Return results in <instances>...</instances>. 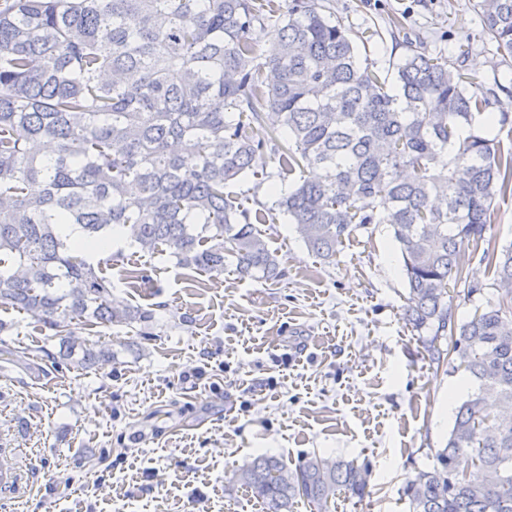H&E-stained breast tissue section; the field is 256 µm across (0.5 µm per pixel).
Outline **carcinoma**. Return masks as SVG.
Returning a JSON list of instances; mask_svg holds the SVG:
<instances>
[{
	"label": "carcinoma",
	"mask_w": 512,
	"mask_h": 512,
	"mask_svg": "<svg viewBox=\"0 0 512 512\" xmlns=\"http://www.w3.org/2000/svg\"><path fill=\"white\" fill-rule=\"evenodd\" d=\"M485 33L512 57V0H481ZM275 21L265 57L257 32ZM397 93L361 65L350 30L318 0H0V306L56 336L74 367L112 352L73 338L68 323L130 325L150 315L112 303L89 250L119 227L144 252L184 268L270 280L279 262L255 214L224 194L264 168H316L276 203L325 261L353 232L388 224L409 288L408 320L454 338L452 369L477 385L457 408L432 469L409 479L412 512H512V245L481 248L497 198L512 196V149L478 120L494 90L460 66L407 47ZM258 123L263 137L252 131ZM52 143L54 155H43ZM76 224L69 243L60 225ZM482 251L497 303L455 322L450 289L486 284L465 269ZM470 459L461 478L459 457ZM369 472L311 457L291 469L259 456L238 484L265 512L295 499L361 498Z\"/></svg>",
	"instance_id": "cac0c4a2"
}]
</instances>
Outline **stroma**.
Here are the masks:
<instances>
[{
  "label": "stroma",
  "mask_w": 512,
  "mask_h": 512,
  "mask_svg": "<svg viewBox=\"0 0 512 512\" xmlns=\"http://www.w3.org/2000/svg\"><path fill=\"white\" fill-rule=\"evenodd\" d=\"M353 33L362 65L395 86L407 47L446 57L477 86L501 84L491 139L512 148V61L487 39L480 0H320ZM266 179L226 187L250 210L291 190L266 153ZM278 280L179 267L170 253L114 252L107 275L129 326L72 324L111 350L82 371L29 314L0 307V512H263L235 474L258 456L294 468L311 456L368 465L363 498L321 512H411L404 494L444 448L449 389L467 382L434 360L406 316L408 286L388 225L358 228L327 263L284 216L262 225Z\"/></svg>",
  "instance_id": "35a3bbf8"
}]
</instances>
